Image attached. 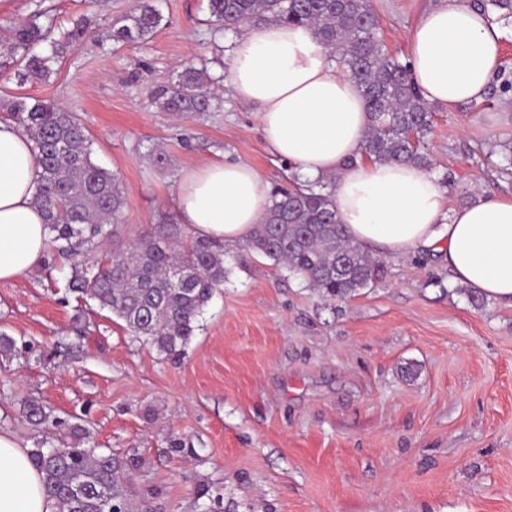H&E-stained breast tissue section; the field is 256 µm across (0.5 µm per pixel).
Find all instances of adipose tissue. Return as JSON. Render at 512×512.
I'll use <instances>...</instances> for the list:
<instances>
[{
  "label": "adipose tissue",
  "instance_id": "obj_1",
  "mask_svg": "<svg viewBox=\"0 0 512 512\" xmlns=\"http://www.w3.org/2000/svg\"><path fill=\"white\" fill-rule=\"evenodd\" d=\"M502 36L475 0H438L410 34V79L436 105L479 101L501 65ZM226 81L256 106L267 148L300 180L337 174L336 212L353 240L394 257L432 251L457 282L512 304V197L481 192L452 210L435 174L363 159L371 121L363 91L310 28L248 27L233 42ZM38 172L29 138L0 122V281L33 270L47 248ZM270 205L267 179L228 159L185 170L176 194L187 235L228 245L245 242ZM0 512H57L28 449L1 433Z\"/></svg>",
  "mask_w": 512,
  "mask_h": 512
}]
</instances>
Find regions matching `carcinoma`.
Masks as SVG:
<instances>
[{
    "label": "carcinoma",
    "mask_w": 512,
    "mask_h": 512,
    "mask_svg": "<svg viewBox=\"0 0 512 512\" xmlns=\"http://www.w3.org/2000/svg\"><path fill=\"white\" fill-rule=\"evenodd\" d=\"M210 22L237 32L268 22L310 27L316 38L363 89L371 123L363 155L374 161L411 164L430 170L425 147L432 107L411 83L408 66L392 58L380 36L370 0H208ZM162 15L151 0L117 19L118 42L145 41ZM91 32L81 18L63 38L34 20L14 23L0 52L15 61L19 84L43 83L54 66ZM211 79L193 66L181 71L157 95L164 112L191 116L211 106ZM8 117L33 143L40 169L36 202L49 230L51 253L70 260L67 291L92 301L125 323L168 360L185 352L198 319L228 274L225 245L209 238H187L173 221L155 224L135 242L109 252L101 245L124 223V196L118 180L91 157L88 130L72 112L55 103L24 97L11 101ZM336 180L302 184L294 179L272 191V206L255 226L245 250L266 257L301 278L321 296L344 300L382 279L384 264L354 242L340 224L333 203ZM35 425H62L37 401L24 405ZM72 441L30 449L45 492L58 512H131L129 471L138 459L95 452L90 432L70 426Z\"/></svg>",
    "instance_id": "1"
}]
</instances>
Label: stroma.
Wrapping results in <instances>:
<instances>
[{
    "label": "stroma",
    "instance_id": "stroma-1",
    "mask_svg": "<svg viewBox=\"0 0 512 512\" xmlns=\"http://www.w3.org/2000/svg\"><path fill=\"white\" fill-rule=\"evenodd\" d=\"M433 2L370 0L400 60ZM153 4L161 26L124 44L112 25L136 0H0V38L33 15L59 37L91 17V35L49 82L21 86L14 66H0V102L49 100L83 120L93 161L124 192L123 244L174 215L188 167L239 159L273 187L291 174L224 83L235 32L210 25L207 0ZM191 64L212 78V109L160 111L153 92ZM510 142L511 35L481 101L434 110L428 147L436 175L453 174L449 208L483 190L512 195ZM158 153L164 165L152 163ZM383 262V279L341 301L262 256L229 264L177 362L65 297V259L1 281L0 333L17 352L0 356V432L31 449L78 423L99 451L136 452L133 512H201L203 482L223 512H512V305L472 302L431 252ZM28 400L62 426L47 433L26 420Z\"/></svg>",
    "mask_w": 512,
    "mask_h": 512
}]
</instances>
